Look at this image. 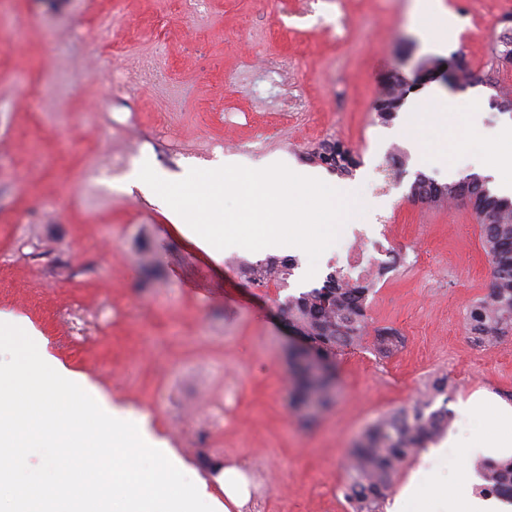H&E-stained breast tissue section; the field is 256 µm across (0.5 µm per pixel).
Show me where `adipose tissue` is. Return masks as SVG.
<instances>
[{
	"label": "adipose tissue",
	"mask_w": 512,
	"mask_h": 512,
	"mask_svg": "<svg viewBox=\"0 0 512 512\" xmlns=\"http://www.w3.org/2000/svg\"><path fill=\"white\" fill-rule=\"evenodd\" d=\"M418 109L430 114V126L418 129L412 118L406 126L430 141L432 156L445 159L479 147L478 138L455 139L457 111L447 98L430 95ZM0 334L23 344L47 369L37 378L26 363L0 366V512H198L214 505L209 480L155 448L147 421L130 425L127 410L104 396L76 399L81 379L50 361L43 339L24 320L0 312ZM468 407L494 424L478 430L475 442L494 458L507 452L512 407L482 397ZM434 454L456 467L457 482L417 468L390 512H512L510 504L472 494L476 474L468 447L450 443ZM214 480L224 491L223 512H243L251 495L249 472L228 464Z\"/></svg>",
	"instance_id": "adipose-tissue-1"
}]
</instances>
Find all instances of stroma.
I'll return each mask as SVG.
<instances>
[{
	"mask_svg": "<svg viewBox=\"0 0 512 512\" xmlns=\"http://www.w3.org/2000/svg\"><path fill=\"white\" fill-rule=\"evenodd\" d=\"M455 37L437 48L415 22V0H205L184 16L170 0H7L0 8V311L25 320L68 371L113 402L147 415L153 433L205 471L245 461L248 512H351L348 450L382 416L434 377L449 380L453 415L441 441L467 438L472 396L512 406V336L474 342L467 312L491 267L470 208L433 207L412 195L419 177L459 182L491 166L512 128L484 83L512 89V64L492 50L512 0H444ZM110 46L120 64L101 54ZM465 59L476 76L458 89L425 80L400 111H375L387 79L426 61ZM163 69L167 85L151 79ZM434 90L470 103L455 138L480 132L482 152L424 163L425 143L402 126L414 99ZM360 157L344 178L310 161L323 142ZM111 175L92 178L104 157ZM354 184L365 210L386 214L394 244L420 261L378 282L367 300L374 336L338 358L334 405L303 421L291 399L286 296L320 286L307 257L287 286L260 288L235 252L215 264L178 233L152 195L129 188L132 165L178 177L221 158ZM388 185L380 196L376 186Z\"/></svg>",
	"mask_w": 512,
	"mask_h": 512,
	"instance_id": "35a3bbf8",
	"label": "stroma"
}]
</instances>
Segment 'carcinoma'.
<instances>
[{
	"label": "carcinoma",
	"instance_id": "carcinoma-1",
	"mask_svg": "<svg viewBox=\"0 0 512 512\" xmlns=\"http://www.w3.org/2000/svg\"><path fill=\"white\" fill-rule=\"evenodd\" d=\"M408 88L395 80L376 105L378 116L390 118L403 103ZM315 161L340 175H351L358 166L351 150L340 142L314 149ZM414 195L434 206L452 204L466 197L473 201V215L482 230V247L491 264L487 293L469 309L466 325L481 345H494L512 335V199L492 193L488 180L477 174L457 183L437 185L420 178ZM296 264L290 259L268 258L240 267L251 282L266 283L293 275ZM375 283L351 281L328 273L321 287L290 295L280 307L288 311L293 329L305 335L327 376L321 378L296 368L295 401L314 397L319 406L333 402L329 382L337 378L336 357L345 348L359 343L369 328L366 302ZM448 393V377L437 376L428 385L424 398L388 413L372 425L353 448L348 463L345 497L353 512H382L392 487V477L400 465L425 447L448 422V409L430 410L436 396ZM488 490L512 500V460L485 466Z\"/></svg>",
	"mask_w": 512,
	"mask_h": 512
}]
</instances>
